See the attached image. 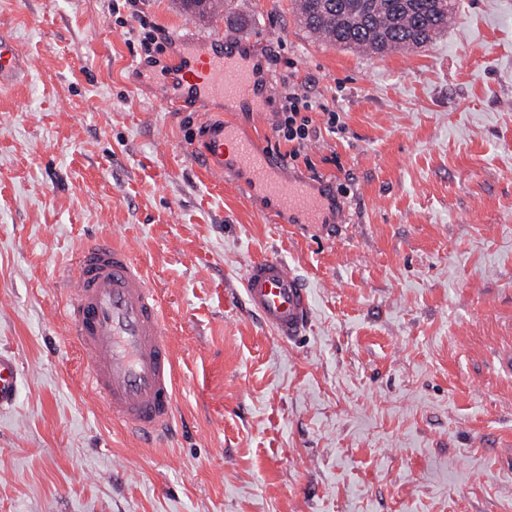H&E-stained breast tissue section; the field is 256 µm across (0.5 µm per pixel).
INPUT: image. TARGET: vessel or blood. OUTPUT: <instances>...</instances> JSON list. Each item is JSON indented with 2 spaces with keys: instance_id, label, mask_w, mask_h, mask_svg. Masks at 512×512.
Returning a JSON list of instances; mask_svg holds the SVG:
<instances>
[{
  "instance_id": "obj_1",
  "label": "vessel or blood",
  "mask_w": 512,
  "mask_h": 512,
  "mask_svg": "<svg viewBox=\"0 0 512 512\" xmlns=\"http://www.w3.org/2000/svg\"><path fill=\"white\" fill-rule=\"evenodd\" d=\"M170 46L174 64L166 75L165 97L172 109L190 103L223 112L270 103L271 81L252 61L249 42L236 32L201 37L190 24ZM23 57L15 41L0 36V85L13 77ZM196 152L208 171L240 175L243 191L275 200L278 212L271 222L284 212L295 224L322 223L329 187L317 190L305 181L282 179L235 126H203ZM67 291L63 313L69 337L88 359V381L107 414L147 445L171 435L175 360L160 294L142 262L128 247L93 242L77 255ZM244 295L278 341L292 342L305 332L309 290L284 261H254L245 275ZM19 381L14 356L0 353V407L15 403Z\"/></svg>"
}]
</instances>
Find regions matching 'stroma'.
Masks as SVG:
<instances>
[{
  "instance_id": "1",
  "label": "stroma",
  "mask_w": 512,
  "mask_h": 512,
  "mask_svg": "<svg viewBox=\"0 0 512 512\" xmlns=\"http://www.w3.org/2000/svg\"><path fill=\"white\" fill-rule=\"evenodd\" d=\"M150 29H142L141 20ZM180 0H0L27 65L0 87V512H512V0H455L433 44L312 38L295 0H223L204 36L256 39L334 102L315 170L342 219L274 224L192 147L227 121L278 159L279 102L173 111ZM131 247L164 301L183 434L138 448L84 384L58 309L87 244ZM302 277L311 320L277 341L250 264ZM20 369L15 357L0 353V407L13 405L19 394Z\"/></svg>"
}]
</instances>
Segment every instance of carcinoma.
I'll return each instance as SVG.
<instances>
[{"label": "carcinoma", "instance_id": "obj_1", "mask_svg": "<svg viewBox=\"0 0 512 512\" xmlns=\"http://www.w3.org/2000/svg\"><path fill=\"white\" fill-rule=\"evenodd\" d=\"M296 7L313 37L372 54L434 42L454 10L442 0H297Z\"/></svg>", "mask_w": 512, "mask_h": 512}]
</instances>
